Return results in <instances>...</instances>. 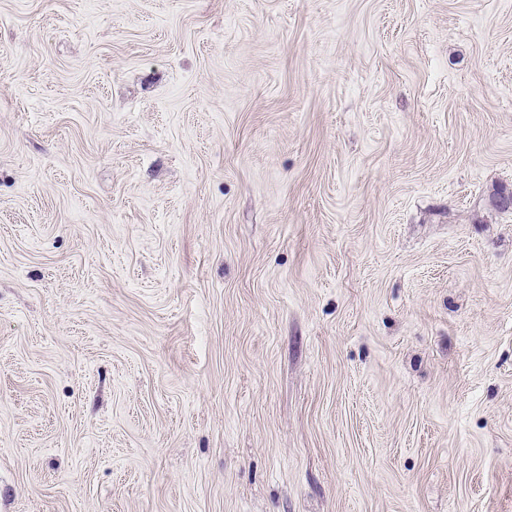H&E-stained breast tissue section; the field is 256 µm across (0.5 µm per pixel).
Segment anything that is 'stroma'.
<instances>
[{"label":"stroma","mask_w":512,"mask_h":512,"mask_svg":"<svg viewBox=\"0 0 512 512\" xmlns=\"http://www.w3.org/2000/svg\"><path fill=\"white\" fill-rule=\"evenodd\" d=\"M0 512H512V0H0Z\"/></svg>","instance_id":"35a3bbf8"}]
</instances>
